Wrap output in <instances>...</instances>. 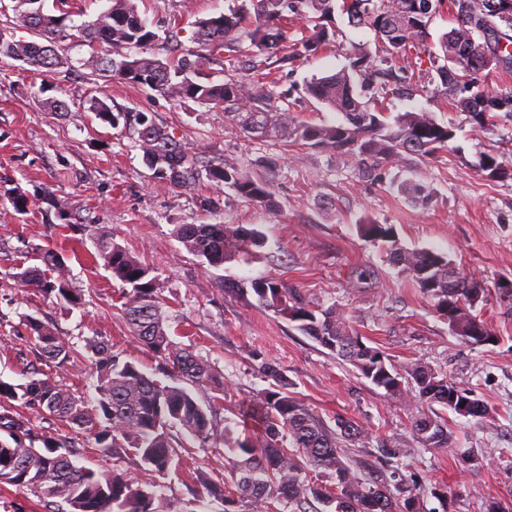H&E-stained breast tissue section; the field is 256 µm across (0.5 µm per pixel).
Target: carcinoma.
Returning a JSON list of instances; mask_svg holds the SVG:
<instances>
[{
    "label": "carcinoma",
    "instance_id": "1",
    "mask_svg": "<svg viewBox=\"0 0 512 512\" xmlns=\"http://www.w3.org/2000/svg\"><path fill=\"white\" fill-rule=\"evenodd\" d=\"M45 0H17L16 19L35 36L15 41L0 32V57L19 61L33 73H54L68 64L57 49L70 41L78 27L79 45L89 48L82 66L95 74L125 80L173 101L191 100L221 110L244 135L283 139L322 151L344 155L374 166L393 164L407 156L430 161L454 137L430 111L420 108L389 117L379 99L391 95L425 94L445 99L467 113L481 130L502 115L512 117V90L488 89L492 73L512 76V21L482 35L486 57L469 51L472 35L498 0H235L229 12L195 23L193 40L200 59L154 55L133 57L129 48H147L166 38L179 40L181 28L170 26L162 38L141 16L135 0H109L95 19L74 22L62 8L50 12ZM447 14L452 27L438 38V50L428 48L430 18ZM353 29L374 32L375 48L353 47L348 64L339 72L312 79L306 94L339 113L342 119L310 125L294 115L288 94L259 86L251 78L230 76L213 81L200 69L199 60L224 64V52L233 53L235 69L260 71L257 57L282 67L334 46L338 40L335 15ZM302 21L301 52L288 37L290 21ZM88 111L113 128L134 122L135 146L154 179L190 190L208 183L228 186L234 196L265 208L277 206L268 178L249 175L229 157L204 163L182 140L156 124L146 112L135 118L115 110L106 100L92 98ZM479 167L495 181L512 180V169L492 155L480 158ZM398 192L420 206L431 194L418 180L400 184ZM368 238L387 243L389 260L416 282L433 303L449 330L477 345L497 337L477 312L487 298L479 277L463 271L448 255L426 248L409 249L390 230L371 222L362 225ZM176 237L184 248L210 266L249 255L264 245V233L253 224H180ZM98 257L112 278L123 286V316L130 335L159 364L172 371L164 384L154 373L120 361L105 341L90 340L84 350L60 336L42 319L25 318L39 364L30 365L27 381L13 384L0 379V484L28 488L52 512H170L159 490L131 487L121 463L133 455L159 477L177 469L184 441L199 448L224 446L234 469L230 485L210 491L220 502L217 512H422L412 478H396L399 453L381 444L378 453L349 457L347 445L364 438L354 421L336 418L327 425L291 395V383L273 361L262 360L260 372L269 380L259 397L238 409L234 437L218 427L213 406L199 401L190 387L217 392L214 400L229 395L213 367L170 336L162 308L161 284L152 268L108 236L98 240ZM43 267L16 273L26 287L77 304L81 294L71 288L69 268L56 250L41 248ZM256 306L271 309L297 323L305 336L344 359L374 387L401 401L413 415V431L425 448H446L452 432L435 412L438 405L458 413L457 402L469 401L467 419L487 417V404L459 382L421 361L398 371L376 348L353 334L343 313L312 299L296 296L273 279L250 282ZM96 375L94 403L55 379L43 367L68 370L84 362ZM37 411L44 418L90 432L98 447L112 451V470L101 471L72 461V442L59 434L34 435L14 403ZM41 442L42 447L35 446Z\"/></svg>",
    "mask_w": 512,
    "mask_h": 512
}]
</instances>
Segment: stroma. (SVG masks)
Returning <instances> with one entry per match:
<instances>
[{
	"mask_svg": "<svg viewBox=\"0 0 512 512\" xmlns=\"http://www.w3.org/2000/svg\"><path fill=\"white\" fill-rule=\"evenodd\" d=\"M227 7L228 0H138L141 15L155 29L179 24L186 53L198 50L195 21ZM372 38L347 27L341 46L278 69L276 88L290 91L299 120L337 121L336 112L306 95L305 85L342 69L349 46ZM59 53L69 68L49 77L0 59V379L24 382L28 363L36 359L25 326L29 314L75 345L103 336L121 360L156 367L128 331L119 282L95 257L97 240L106 235L158 275L172 339L208 360L229 386V396L217 404L219 424L232 425L238 405L268 388L252 358L258 352L280 366L294 396L326 423L342 416L363 425L369 437L360 450L376 451L383 442L402 449L399 467L418 475L424 512H484L490 502L511 508L512 297L500 286L512 281V181H491L479 159L489 154L512 168V117L477 130L466 113L443 103L387 96L389 115L423 107L452 125L455 136L433 161L409 157L371 171L306 145L244 137L223 112L92 75L81 65L85 50L77 45L63 44ZM49 96L68 101L71 116L47 111ZM93 96L117 109L149 113L204 161L232 157L256 174L264 172L267 157H277V209L238 201L226 187L183 191L155 180L130 130L92 120L87 107ZM410 177L428 186V206L399 194L398 183ZM16 186L30 199L22 214L8 194ZM53 197L67 200L79 223L59 220L49 204ZM220 221L261 227L264 246L213 268L173 234L179 224ZM364 222L387 225L404 246L442 251L465 271L483 276L489 301L482 318L496 343L474 345L452 334L414 280L390 262L385 244L362 236ZM44 246L66 256L80 305L44 297L17 281V270L33 265L36 248ZM256 278L275 279L304 298L336 306L353 332L396 368L419 360L447 374L487 403L489 419L475 424L445 412L451 444L421 448L400 401L287 319L256 307L245 292ZM475 451L483 455L481 466L463 468L462 460ZM182 465L205 475L197 494H190L179 476L156 478L131 458L123 471L135 487L160 483L172 512H201L199 498L207 496L209 484L224 481L232 463L223 449L196 448Z\"/></svg>",
	"mask_w": 512,
	"mask_h": 512,
	"instance_id": "1",
	"label": "stroma"
}]
</instances>
